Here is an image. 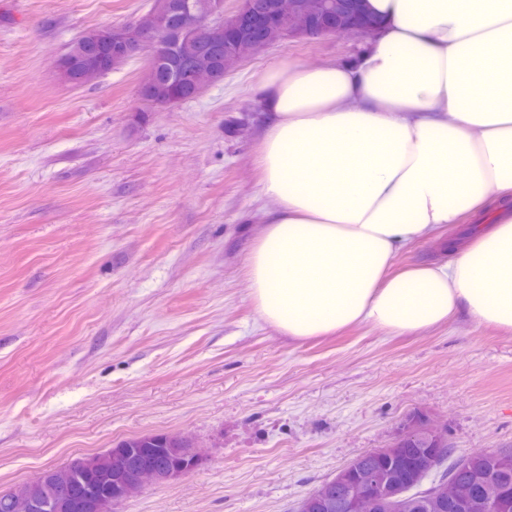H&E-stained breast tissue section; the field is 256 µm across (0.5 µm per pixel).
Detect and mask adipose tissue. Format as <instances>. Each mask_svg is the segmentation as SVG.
Listing matches in <instances>:
<instances>
[{
    "label": "adipose tissue",
    "mask_w": 512,
    "mask_h": 512,
    "mask_svg": "<svg viewBox=\"0 0 512 512\" xmlns=\"http://www.w3.org/2000/svg\"><path fill=\"white\" fill-rule=\"evenodd\" d=\"M382 26L351 62L261 72V194L248 259L260 317L307 338L393 336L463 310L512 332V0H363ZM475 223L452 259L395 253Z\"/></svg>",
    "instance_id": "adipose-tissue-1"
}]
</instances>
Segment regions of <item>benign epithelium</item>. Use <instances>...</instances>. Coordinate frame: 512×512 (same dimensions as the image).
<instances>
[{
	"instance_id": "obj_1",
	"label": "benign epithelium",
	"mask_w": 512,
	"mask_h": 512,
	"mask_svg": "<svg viewBox=\"0 0 512 512\" xmlns=\"http://www.w3.org/2000/svg\"><path fill=\"white\" fill-rule=\"evenodd\" d=\"M342 15L344 21L337 22L334 5L328 0H274L268 8L242 0L229 16L224 15V0H180L175 23L172 14L157 12L149 14L145 22L138 19L122 26L95 29L84 43L77 84L100 77L96 50L101 47L111 51L114 68L149 48V67L154 68L171 53L172 43L190 50L202 41L204 31L211 29L224 42L223 70L200 58L191 71L176 74L186 93L178 92L156 105L178 104L185 95H198L200 89L244 60L241 48L252 56L276 40L300 36L285 27L299 17L305 20L307 32L322 36L374 34L376 25L367 20L362 0H343ZM447 437L423 416L405 419L394 441L378 451L391 466L362 468L356 463L348 464L339 471L335 483L323 484L303 499L300 512H403L405 488L433 470ZM408 440L417 442L420 448L405 453L403 444ZM182 442L184 447L175 452L176 461L165 466L149 454L120 448L112 452L109 469L93 468L87 458L45 469L35 479L10 489L11 506L14 512H116L119 505L146 485H163L200 469L205 456L192 440L184 438ZM474 479L483 487V496L476 497L467 488L448 483L438 487L429 508L433 512L445 507L448 512H487L489 504L496 502L500 512H512V488L496 468L479 470Z\"/></svg>"
}]
</instances>
